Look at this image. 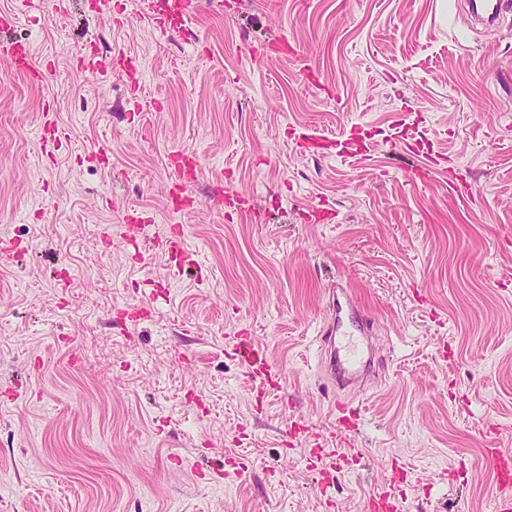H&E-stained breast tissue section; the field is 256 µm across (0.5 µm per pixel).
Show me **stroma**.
<instances>
[{
    "label": "stroma",
    "instance_id": "obj_1",
    "mask_svg": "<svg viewBox=\"0 0 512 512\" xmlns=\"http://www.w3.org/2000/svg\"><path fill=\"white\" fill-rule=\"evenodd\" d=\"M0 0L45 72L0 59V512H495L512 454V10L451 0ZM95 40L102 62L85 69ZM139 107L129 111L130 99ZM68 132L53 157L44 106ZM347 155L313 156L308 136ZM439 172L420 176L416 141ZM105 150L110 168L96 153ZM197 153L171 214L170 153ZM463 176L460 193L449 174ZM238 195L252 209L221 205ZM184 228L174 273L161 238ZM375 323L351 470L315 468L329 289ZM245 332L278 371L258 388ZM248 465L240 484L227 472ZM473 18L474 23L492 25L505 9L509 8L508 0H467L461 1Z\"/></svg>",
    "mask_w": 512,
    "mask_h": 512
}]
</instances>
